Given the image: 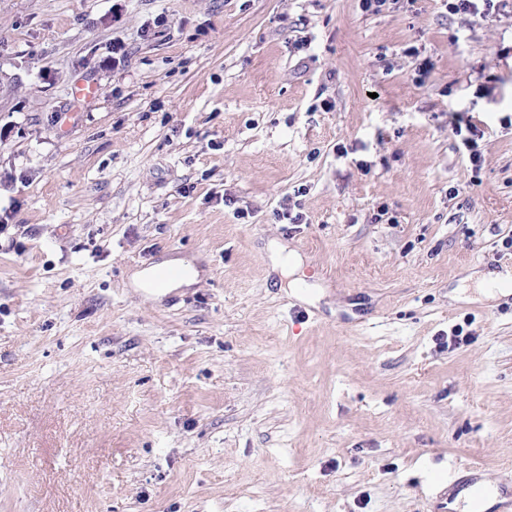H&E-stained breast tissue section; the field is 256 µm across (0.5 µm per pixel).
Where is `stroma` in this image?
<instances>
[{"instance_id": "obj_1", "label": "stroma", "mask_w": 512, "mask_h": 512, "mask_svg": "<svg viewBox=\"0 0 512 512\" xmlns=\"http://www.w3.org/2000/svg\"><path fill=\"white\" fill-rule=\"evenodd\" d=\"M509 237L512 11L0 0V512L512 489ZM453 130L454 134L460 138L461 145L467 152L470 163L476 170L479 169L484 158L478 140L482 139L484 132L480 131L476 125L470 123L465 124V133H463L461 125H458ZM155 270L156 269H151L149 271H145L144 273L140 274L136 280L137 285L140 288H157V290H156L157 293H163L166 290L171 289V288H178L183 285H186V286L190 285L194 281V278L197 274L193 269L190 268L184 276H182L178 279L171 280V281L167 282L166 284H160L158 287H153L152 286V278H153V274H154Z\"/></svg>"}]
</instances>
